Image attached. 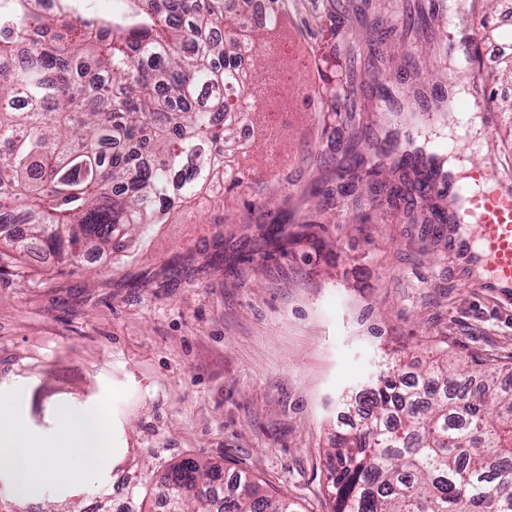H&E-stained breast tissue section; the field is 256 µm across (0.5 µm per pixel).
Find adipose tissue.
I'll return each instance as SVG.
<instances>
[{"instance_id": "ef3b65f1", "label": "adipose tissue", "mask_w": 512, "mask_h": 512, "mask_svg": "<svg viewBox=\"0 0 512 512\" xmlns=\"http://www.w3.org/2000/svg\"><path fill=\"white\" fill-rule=\"evenodd\" d=\"M23 401L15 393L0 398V470L7 472L17 494L31 495L48 486L74 485L109 462L105 406L81 412L59 407L56 428L37 437L20 426L16 410ZM69 465H61V458Z\"/></svg>"}]
</instances>
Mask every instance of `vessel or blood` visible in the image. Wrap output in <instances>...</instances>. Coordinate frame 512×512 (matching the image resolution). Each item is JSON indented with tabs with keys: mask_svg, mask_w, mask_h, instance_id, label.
<instances>
[{
	"mask_svg": "<svg viewBox=\"0 0 512 512\" xmlns=\"http://www.w3.org/2000/svg\"><path fill=\"white\" fill-rule=\"evenodd\" d=\"M483 172L472 168L467 182L449 186L434 184V191L448 189L462 197L464 209L457 213L458 227L471 229L479 251L489 261L491 281L512 284V189H486L481 185Z\"/></svg>",
	"mask_w": 512,
	"mask_h": 512,
	"instance_id": "1",
	"label": "vessel or blood"
}]
</instances>
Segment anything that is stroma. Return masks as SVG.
I'll return each instance as SVG.
<instances>
[{"instance_id":"obj_1","label":"stroma","mask_w":512,"mask_h":512,"mask_svg":"<svg viewBox=\"0 0 512 512\" xmlns=\"http://www.w3.org/2000/svg\"><path fill=\"white\" fill-rule=\"evenodd\" d=\"M461 2L435 0L432 19L425 0H286L256 79L297 80L261 106L223 204L136 229L125 256L73 272L29 252L0 270V394L22 393L19 421L37 435L59 405H105L112 442L111 467L76 489L20 496L0 472V512H159L164 476L186 459L245 472L296 512H334L343 395L397 355L410 371L446 351L512 368V288L487 287L474 258L337 175L364 176L366 144L430 140L491 186L512 183L511 119L481 112L475 149L427 118L444 96L512 100V82L485 78L498 56L479 24L449 28ZM472 33L478 58L449 80L448 44ZM331 86L356 100V128L328 118ZM352 139L363 167L343 153ZM277 212L284 253L263 242Z\"/></svg>"}]
</instances>
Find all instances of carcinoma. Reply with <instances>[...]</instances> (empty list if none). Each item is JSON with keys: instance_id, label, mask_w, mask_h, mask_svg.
I'll return each mask as SVG.
<instances>
[{"instance_id": "obj_1", "label": "carcinoma", "mask_w": 512, "mask_h": 512, "mask_svg": "<svg viewBox=\"0 0 512 512\" xmlns=\"http://www.w3.org/2000/svg\"><path fill=\"white\" fill-rule=\"evenodd\" d=\"M111 19L71 0H7L0 11V223L23 234L0 249V267L39 245L59 266L79 268L89 249L120 253L141 224H165L202 193H223L230 131L258 111L243 57L266 52L248 26L252 0H127ZM336 126L356 109L333 102ZM410 188L388 187L386 164L366 172L390 200L423 193L445 164L425 171L379 148ZM416 174L410 179L407 170ZM359 415L330 438L335 512H512V383L495 367L476 373L437 358L405 382L388 367L372 387L345 396ZM223 476L187 460L164 477L176 512H294L245 474L222 501L197 482Z\"/></svg>"}]
</instances>
